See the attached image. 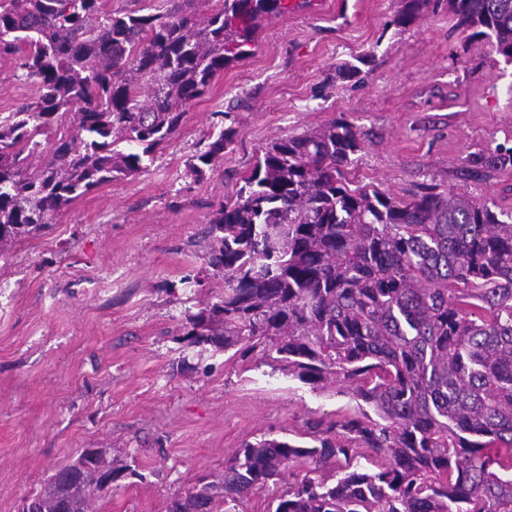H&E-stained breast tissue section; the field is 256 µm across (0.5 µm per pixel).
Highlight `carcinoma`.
I'll return each instance as SVG.
<instances>
[{
  "instance_id": "obj_1",
  "label": "carcinoma",
  "mask_w": 512,
  "mask_h": 512,
  "mask_svg": "<svg viewBox=\"0 0 512 512\" xmlns=\"http://www.w3.org/2000/svg\"><path fill=\"white\" fill-rule=\"evenodd\" d=\"M456 27L512 59V0H445ZM429 0H405L414 23ZM290 0H0V56L22 62L34 101L0 116V255L115 178L181 126L213 78L253 54ZM218 133L192 165L224 158ZM125 143L129 148L122 149ZM362 150L334 120L271 141L207 237L217 301L185 316L195 346L257 348L314 390L365 404L307 441H246L224 473L165 512H231L278 488L275 512H512V213L426 187L407 197L350 187ZM352 469L331 472L339 459ZM365 464H360V460ZM302 468V478L294 469ZM130 466L101 449L55 470L20 512H94L102 480Z\"/></svg>"
}]
</instances>
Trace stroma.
<instances>
[{"label": "stroma", "instance_id": "1", "mask_svg": "<svg viewBox=\"0 0 512 512\" xmlns=\"http://www.w3.org/2000/svg\"><path fill=\"white\" fill-rule=\"evenodd\" d=\"M264 22L254 56L193 100L143 172L112 180L0 256V512H19L57 466L104 448L135 470L96 512H164L243 441L295 439L359 410L254 352L185 340V315L224 286L206 270L205 231L273 139L343 119L363 149L344 174L402 195L426 186L512 212V164L469 162L512 148V63L456 30L445 7L409 27L405 0H300ZM0 59V113L34 98ZM224 160L191 163L220 130ZM205 271L201 285L183 279Z\"/></svg>", "mask_w": 512, "mask_h": 512}]
</instances>
